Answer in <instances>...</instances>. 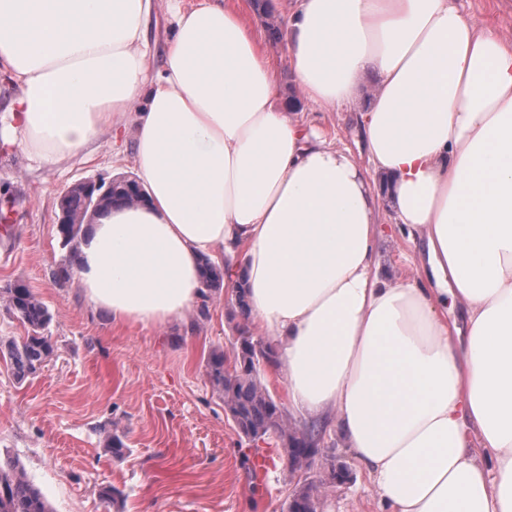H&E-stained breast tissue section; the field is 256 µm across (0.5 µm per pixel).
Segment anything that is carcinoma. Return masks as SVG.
Segmentation results:
<instances>
[{
    "mask_svg": "<svg viewBox=\"0 0 512 512\" xmlns=\"http://www.w3.org/2000/svg\"><path fill=\"white\" fill-rule=\"evenodd\" d=\"M133 202L132 194L124 187L123 178L86 194L81 189L64 193L59 202L61 214L70 220L68 224L56 225L57 236L63 247L75 257L82 225L115 206ZM230 267L229 261L219 266L209 260L202 263V302L196 312V319L208 318L210 310L209 292L224 283V274ZM8 307L27 327V336L19 342L0 339V356L9 362L14 379L21 383L36 376L54 355L52 337L48 334L52 315L44 302L28 286L16 282L5 289ZM235 307L245 322L235 326L236 335L252 347L272 354L269 345L254 339L248 322V303L245 295L235 299ZM207 376L216 392L222 395L224 408L238 422L240 432L270 435L278 433L288 440L287 416L278 406L261 380V372L246 365V357L239 356L228 361L224 349L217 347L207 360ZM0 512H53L46 496L27 476L18 462H0Z\"/></svg>",
    "mask_w": 512,
    "mask_h": 512,
    "instance_id": "cac0c4a2",
    "label": "carcinoma"
}]
</instances>
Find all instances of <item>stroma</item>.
I'll return each instance as SVG.
<instances>
[{
	"mask_svg": "<svg viewBox=\"0 0 512 512\" xmlns=\"http://www.w3.org/2000/svg\"><path fill=\"white\" fill-rule=\"evenodd\" d=\"M268 22L254 37L269 53L281 98L328 142L349 148L360 165L357 115L311 105L288 65L279 0H269ZM130 137L97 136L77 158L48 164L20 145L0 143V202L13 207L9 231L0 232V290L21 281L52 315L55 343L39 375L17 384L0 360V460H17L54 512H113L103 487L123 491L122 512H285L297 479L281 448L263 446L267 470L254 475L257 450L238 431L206 376L215 347H227L241 316L226 298L210 303V317L196 321L188 309L182 327L118 326L75 293L60 270L68 252L56 234L59 198L72 183L134 176ZM394 211L381 199L378 260L381 272L401 281L418 276L422 243L394 231ZM323 461L308 479L323 484L320 512H377L369 477L354 461L336 427L320 424ZM117 430L129 448L114 457L104 433ZM345 469L332 480L329 466Z\"/></svg>",
	"mask_w": 512,
	"mask_h": 512,
	"instance_id": "obj_1",
	"label": "stroma"
}]
</instances>
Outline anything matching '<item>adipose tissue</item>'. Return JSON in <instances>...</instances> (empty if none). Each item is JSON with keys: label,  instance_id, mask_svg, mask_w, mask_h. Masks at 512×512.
<instances>
[{"label": "adipose tissue", "instance_id": "obj_1", "mask_svg": "<svg viewBox=\"0 0 512 512\" xmlns=\"http://www.w3.org/2000/svg\"><path fill=\"white\" fill-rule=\"evenodd\" d=\"M156 6L0 0L18 90L0 139L58 164L130 131L148 195L88 226L78 296L164 327L199 298L200 260L233 257L226 295L245 289L292 401L341 430L381 512H512V39L457 0H287L296 84L358 113L365 169L280 104L234 0H166L151 70ZM384 196L426 242L425 283L380 275ZM172 35V23L162 5L154 15L149 28V41L152 48L151 67L158 69L162 63L163 48Z\"/></svg>", "mask_w": 512, "mask_h": 512}]
</instances>
